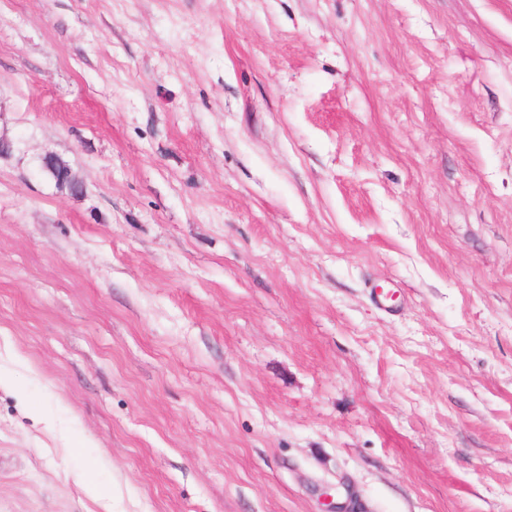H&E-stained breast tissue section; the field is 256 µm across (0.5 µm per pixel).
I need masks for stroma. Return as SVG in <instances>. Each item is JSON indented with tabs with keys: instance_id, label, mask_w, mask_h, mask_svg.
I'll return each mask as SVG.
<instances>
[{
	"instance_id": "obj_1",
	"label": "stroma",
	"mask_w": 512,
	"mask_h": 512,
	"mask_svg": "<svg viewBox=\"0 0 512 512\" xmlns=\"http://www.w3.org/2000/svg\"><path fill=\"white\" fill-rule=\"evenodd\" d=\"M1 137L0 512H512V0H0ZM318 497L321 499V512H356L355 500L353 496L347 492L345 501H338V490L336 487V496L334 488L326 486L317 490Z\"/></svg>"
}]
</instances>
